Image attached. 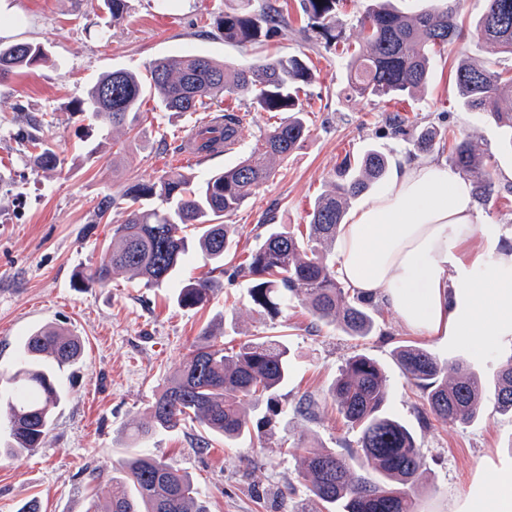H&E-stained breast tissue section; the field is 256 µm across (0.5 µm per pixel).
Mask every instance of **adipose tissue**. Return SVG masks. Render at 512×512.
I'll return each instance as SVG.
<instances>
[{
  "label": "adipose tissue",
  "instance_id": "obj_1",
  "mask_svg": "<svg viewBox=\"0 0 512 512\" xmlns=\"http://www.w3.org/2000/svg\"><path fill=\"white\" fill-rule=\"evenodd\" d=\"M336 275L422 336L512 335V243L479 226L475 188L434 160H402L336 236Z\"/></svg>",
  "mask_w": 512,
  "mask_h": 512
}]
</instances>
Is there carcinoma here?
I'll return each mask as SVG.
<instances>
[{"mask_svg":"<svg viewBox=\"0 0 512 512\" xmlns=\"http://www.w3.org/2000/svg\"><path fill=\"white\" fill-rule=\"evenodd\" d=\"M339 0H302L307 28L326 43H339L343 20ZM461 0L406 14L393 0H373L358 20L362 41L344 52L352 93L383 101L416 94L426 87L436 57L454 51L461 41L458 24ZM281 21L280 10L268 4L251 8V0H235L218 20L224 41L260 43ZM475 33L487 54L512 56V0H485ZM45 48L28 41H0V80H7L43 61ZM455 83L465 108L483 112L512 132V110L503 112L500 99L512 100V75L457 52ZM312 73L297 55L265 57L249 66L217 64L210 58L184 52L162 58L146 73L126 69L108 72L89 88L74 111L90 123L135 125L146 94L156 92L168 112H198L220 96L242 97L245 107L286 116L271 126L258 143L232 166L196 183L170 171L154 184H132L124 194L126 217L113 228L112 248L85 281L104 287L117 270L139 277L147 288L171 280L193 249L208 260L224 261L232 250L236 225L226 218L238 211L254 190L275 173L277 165L310 136L298 93ZM216 137L201 131L195 147L203 157L222 153L242 139L243 117L226 112ZM26 141L34 165L53 171L61 165L43 134L32 125ZM419 152L448 150L451 167L475 178L483 193H493L490 166L465 132L445 136L421 129L414 136ZM387 157L376 149L360 161H343L330 190L321 194L309 213L307 237L270 227L263 243L242 265L256 277L251 300L259 311L275 317L292 295L314 322L334 324L353 338L368 336L374 320L367 299L350 295L336 276L331 259L336 235L349 201L380 181ZM214 289L209 277L191 278L180 288L177 302L184 307L205 305ZM176 368L170 385L154 398L150 420L128 428L131 442L141 444L161 431L196 420L209 432L232 444L250 431L247 405L265 404L272 424L277 415L276 391L288 379V347L264 336L249 340L237 351L217 345L209 332ZM84 346L73 332L46 325L23 337L20 356L0 392V416L7 433L0 440V457L33 452L43 444L53 415L67 391L60 375L82 363ZM404 377L422 391L426 412L444 424H468L479 415L486 384L459 361L440 362L413 345L398 350ZM386 378L379 365L354 355L341 369L329 396L342 418L359 432L358 448L338 454L328 448L301 444L295 448L301 475L311 498L327 512H418L416 490L425 479L424 456L413 435L385 409ZM496 410L512 413V358L501 363L493 378ZM104 506L91 512H208L206 501L190 477L174 464L132 452L112 468V477L96 493Z\"/></svg>","mask_w":512,"mask_h":512,"instance_id":"1","label":"carcinoma"}]
</instances>
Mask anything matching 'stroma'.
I'll list each match as a JSON object with an SVG mask.
<instances>
[{
  "instance_id": "1",
  "label": "stroma",
  "mask_w": 512,
  "mask_h": 512,
  "mask_svg": "<svg viewBox=\"0 0 512 512\" xmlns=\"http://www.w3.org/2000/svg\"><path fill=\"white\" fill-rule=\"evenodd\" d=\"M228 2L128 0L118 23L109 22L102 0H7V10L0 12L1 39L38 43L48 54L27 73L0 82V372L13 367L21 338L42 326L73 331L84 343V360L64 382L68 396L43 447L0 458V512H17L29 500L39 502L41 512H88L95 476L110 477L113 464L129 450L126 427L146 418L154 396L206 330L228 347L258 336L283 337L293 364L277 391L271 428L228 448L189 419L143 444L144 452L191 475L209 512H313L290 449L301 440L342 454L355 447L357 432L324 397L356 354L382 367L386 409L424 453L429 483L420 496L422 512H460L476 486L494 485L512 470V417L496 412L489 396L474 422L442 425L425 412L395 350L411 344L448 364L463 360L489 381L499 363L512 357V336L488 345L418 336L378 301L370 306L374 331L359 340L314 323L293 299L272 320L253 304L247 272L231 260L213 270L199 253L160 288L143 287L126 273L104 288L78 285L111 245L112 230L124 219L128 185L155 183L178 168L176 148L200 115L164 111L151 95L135 128L92 127L72 106L103 74L120 68L143 72L183 50L237 66L262 55H299L313 73L300 93L311 135L232 216L238 252L256 249L267 225L304 230L315 200L343 160H358L372 146L394 166L401 157L414 156L411 135L422 127L466 130L494 170L512 166L505 129L462 105L454 81L456 55L435 59L422 95L382 103L351 97L344 89L340 49L301 33V0H253L257 6H279L283 14L278 31L260 47L225 43L217 21ZM219 108L244 114V140L231 152L180 167L198 181L249 151L278 119L274 112H245L231 97ZM40 121L61 160L51 174L33 168L28 146L16 136L21 126ZM106 198L114 205L100 224L96 206ZM477 204L481 221L494 225L501 240L512 239V183L496 182L494 194L478 197ZM205 274L216 283L209 302L201 308L178 305L176 283ZM309 394L322 401L312 420L296 411Z\"/></svg>"
}]
</instances>
